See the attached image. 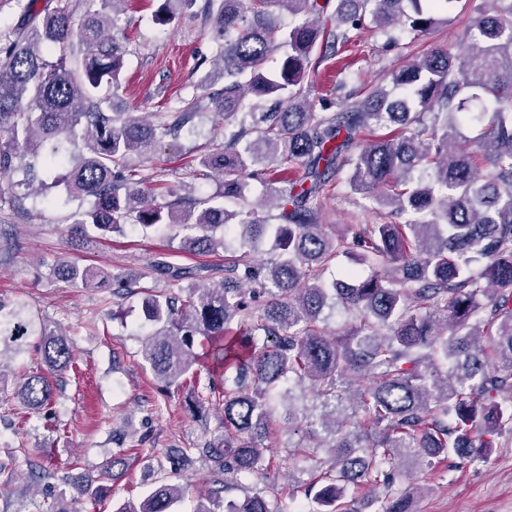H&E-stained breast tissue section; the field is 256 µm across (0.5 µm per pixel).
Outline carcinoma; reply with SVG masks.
Segmentation results:
<instances>
[{
  "label": "carcinoma",
  "mask_w": 512,
  "mask_h": 512,
  "mask_svg": "<svg viewBox=\"0 0 512 512\" xmlns=\"http://www.w3.org/2000/svg\"><path fill=\"white\" fill-rule=\"evenodd\" d=\"M30 24L0 37V175L36 174L37 161L63 169L57 183L94 198L73 214L80 231L102 236L178 225L190 251L241 248L269 240L271 263L240 258L224 280L142 298L145 320L160 325L143 359L169 388L206 367L224 375V438L171 448L181 468L209 463L219 495L242 476L269 477L265 439L276 407L288 432L315 444L303 463H329L308 512H357L347 500L365 480L378 512H411L393 482L408 461L434 465L450 453L476 460L496 441L512 442V0H479L455 49L434 48L359 90L339 112L316 111L305 82L371 23L415 36L431 33L457 0H157L161 25L201 18L214 43L203 86L224 121V145L194 161L222 177L220 194L182 206L159 204L132 156L149 158L164 135L194 128L204 105L134 116L110 105L125 66L117 28L126 0H90L75 18L72 0L36 10ZM483 125L470 140L462 129ZM388 132L383 133L381 129ZM83 131L84 152L62 140ZM349 167L356 193L386 209L380 224L327 232L314 200L331 174ZM264 187L248 201L249 181ZM275 206L276 223L264 208ZM352 256L370 269L326 281L325 266ZM75 283L123 279L63 261ZM353 313L334 332L324 310ZM39 337L44 371L16 382L30 410L48 406L51 377L73 359L56 323L0 301V361ZM312 393L297 408L295 389ZM367 427L345 424L346 409ZM182 487L162 483L136 508L175 512ZM227 512H281L254 495Z\"/></svg>",
  "instance_id": "1"
}]
</instances>
